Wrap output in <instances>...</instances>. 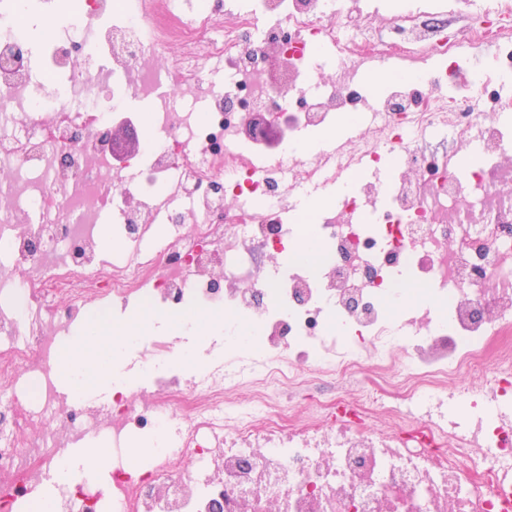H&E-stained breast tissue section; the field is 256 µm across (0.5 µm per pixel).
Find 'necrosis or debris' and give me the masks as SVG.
Wrapping results in <instances>:
<instances>
[{"label":"necrosis or debris","instance_id":"1","mask_svg":"<svg viewBox=\"0 0 512 512\" xmlns=\"http://www.w3.org/2000/svg\"><path fill=\"white\" fill-rule=\"evenodd\" d=\"M36 7L62 27L43 65L68 78L33 81L20 0H0V512H19L61 459V435L91 431L112 490L57 484L64 512H501L512 477V186L499 172L502 131L479 110L488 86L454 67L449 94L427 75L395 78L352 150L298 165L291 143L261 174L233 132L256 111L273 125L297 111L320 131L332 113L359 112L364 89L349 67L366 56L447 60L494 43L495 65L511 71L512 19L487 8L454 36L447 17L408 10L390 16L406 34L392 41L376 17L334 0H259L190 21L165 0L124 17L111 0H81L63 21L54 0ZM85 17L108 23L92 39ZM316 41L335 46L334 77L310 58ZM214 58L220 86L205 71ZM105 60L113 74L136 73L133 100L159 103L144 160L177 189L164 212H148L147 194L112 170L106 116L117 102L88 86ZM441 134L453 149L438 159L424 146ZM390 155L387 194L365 181L327 202L320 224L279 223L289 186ZM106 216L123 244L110 257L96 226ZM160 219L168 232L157 238ZM311 233L321 254L295 261ZM402 271L446 314L414 312L392 282ZM136 296L166 316L190 299L225 309L256 333L225 329L236 365L186 382L165 368L175 342H145L150 390L61 400L57 334ZM464 373L480 388L461 385ZM314 385L330 395L297 409L293 393ZM155 431L153 465L131 476L130 435Z\"/></svg>","mask_w":512,"mask_h":512}]
</instances>
